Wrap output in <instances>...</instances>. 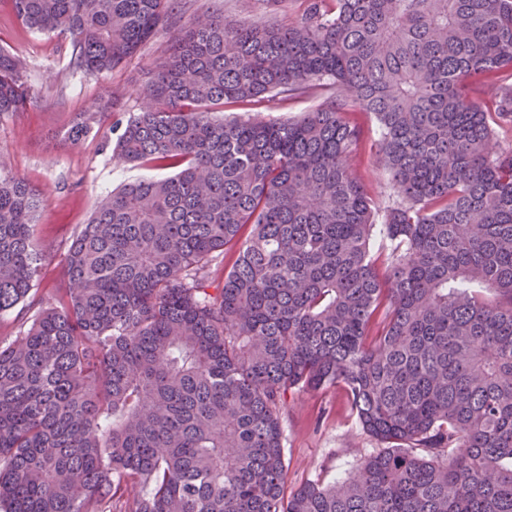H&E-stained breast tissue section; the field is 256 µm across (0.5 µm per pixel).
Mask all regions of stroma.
<instances>
[{"label": "stroma", "mask_w": 512, "mask_h": 512, "mask_svg": "<svg viewBox=\"0 0 512 512\" xmlns=\"http://www.w3.org/2000/svg\"><path fill=\"white\" fill-rule=\"evenodd\" d=\"M182 5L188 20L210 14L223 15L228 22L272 15L265 0H182ZM301 10L299 0H291L272 16L288 23ZM0 46L24 61L28 89L24 110L0 116V159L39 193L42 205L34 235L46 249L26 301L0 315V337L6 339L28 328L39 309L56 306L65 294L68 247L99 198L123 184L160 177L157 168L113 162L104 147L112 137L111 119H104L97 136L79 145H70L64 136L77 113L98 99L116 95L122 112L139 111L146 85L168 53L170 34L160 31L127 66L93 77L70 67L69 38L31 32L13 16L8 0H0ZM350 119L363 132L353 164L378 207H387L394 197L391 177L377 161L378 125L363 112L351 113ZM281 419L292 489L313 480L326 484L346 477L379 448L378 441L362 430L346 393L338 387L299 394L282 409Z\"/></svg>", "instance_id": "1"}]
</instances>
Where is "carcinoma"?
Wrapping results in <instances>:
<instances>
[{
  "label": "carcinoma",
  "instance_id": "carcinoma-1",
  "mask_svg": "<svg viewBox=\"0 0 512 512\" xmlns=\"http://www.w3.org/2000/svg\"><path fill=\"white\" fill-rule=\"evenodd\" d=\"M9 2L92 76L173 31L112 160L176 173L104 196L59 304L0 342V512H512V0H302L232 26L176 0ZM25 79L0 48V115ZM354 109L380 128L382 211ZM40 206L0 161V314L34 285ZM336 386L383 448L287 495L280 410ZM320 103L321 100L316 98L298 99L288 101L283 105L270 104L259 110V112H262L261 117L265 120L279 119L286 116H299L304 112H310L317 108ZM351 121L357 123L363 132L358 151L353 157V164L364 175L377 207L383 209L391 205L393 197L391 177L377 161L375 144L379 139V128L373 116L365 112L349 114Z\"/></svg>",
  "mask_w": 512,
  "mask_h": 512
}]
</instances>
